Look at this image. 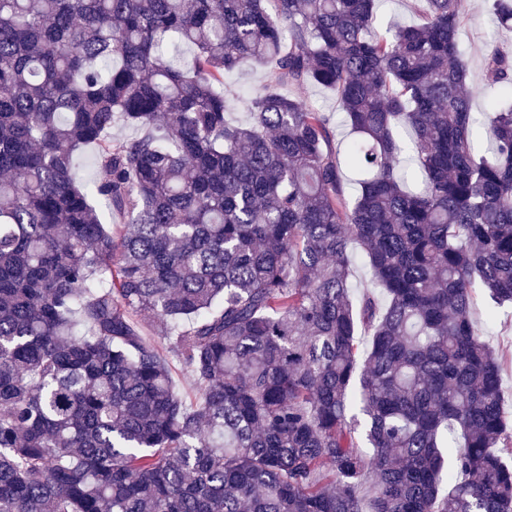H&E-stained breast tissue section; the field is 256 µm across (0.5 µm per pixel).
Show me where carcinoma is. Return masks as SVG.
Returning <instances> with one entry per match:
<instances>
[{
  "label": "carcinoma",
  "mask_w": 512,
  "mask_h": 512,
  "mask_svg": "<svg viewBox=\"0 0 512 512\" xmlns=\"http://www.w3.org/2000/svg\"><path fill=\"white\" fill-rule=\"evenodd\" d=\"M411 2L387 37L375 0H0V512H512L471 319L475 288L512 307V55L483 58L481 154L464 0ZM489 10L512 31V0ZM246 64L265 84L234 124ZM307 84L343 161L334 115L278 92ZM224 86L229 120L234 123H244L249 117L248 100L264 86V69L259 66L244 67L226 77ZM281 92L289 97L299 98L323 112H339L336 96L329 90L314 85L296 86L289 85L282 88Z\"/></svg>",
  "instance_id": "obj_1"
}]
</instances>
